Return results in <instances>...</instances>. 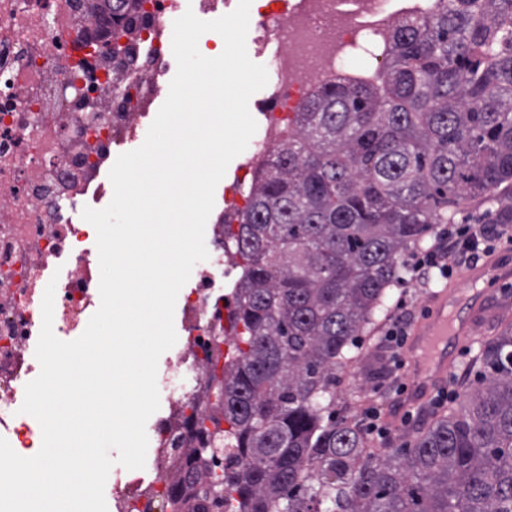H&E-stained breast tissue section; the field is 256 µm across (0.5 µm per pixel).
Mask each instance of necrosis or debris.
Listing matches in <instances>:
<instances>
[{"label":"necrosis or debris","instance_id":"obj_1","mask_svg":"<svg viewBox=\"0 0 512 512\" xmlns=\"http://www.w3.org/2000/svg\"><path fill=\"white\" fill-rule=\"evenodd\" d=\"M90 0H0V437L19 455H35L42 431L20 413L23 390L36 367L28 349L42 326L48 273L68 269L55 289L53 330L84 332L100 306L99 258L90 249L94 228L83 203L97 202L102 176L117 148L138 146L147 109L162 92L169 68L166 33L181 14L180 0H140V16L117 38L119 55L97 45L112 31L89 10ZM257 5L247 48L266 53L269 90L260 104L264 135L240 166L255 175L279 144L294 112L315 87L344 70L362 69L361 49L374 40L373 59L398 15L427 0H279ZM247 203L243 185L224 196L223 220L211 225L210 260L184 295L186 340L170 368L180 390L152 425L157 461L168 462L206 441L191 415H205L207 351L224 333L221 290L234 265L224 244V221ZM115 512H168L164 480L144 483L131 474L108 477Z\"/></svg>","mask_w":512,"mask_h":512}]
</instances>
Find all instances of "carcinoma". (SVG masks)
<instances>
[{"instance_id": "1", "label": "carcinoma", "mask_w": 512, "mask_h": 512, "mask_svg": "<svg viewBox=\"0 0 512 512\" xmlns=\"http://www.w3.org/2000/svg\"><path fill=\"white\" fill-rule=\"evenodd\" d=\"M433 2L397 20L381 71L311 93L238 228L224 225L243 263L199 422L215 440L172 466L185 472L173 512H512L511 327L403 450L374 453L336 418L341 374L405 252L483 200L512 224V0Z\"/></svg>"}]
</instances>
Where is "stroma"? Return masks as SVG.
Wrapping results in <instances>:
<instances>
[{
    "instance_id": "stroma-1",
    "label": "stroma",
    "mask_w": 512,
    "mask_h": 512,
    "mask_svg": "<svg viewBox=\"0 0 512 512\" xmlns=\"http://www.w3.org/2000/svg\"><path fill=\"white\" fill-rule=\"evenodd\" d=\"M431 289L404 279L388 290L385 307L375 328L364 330L359 338V357L343 375L338 386L336 410L354 423H361L366 410L378 408L390 431L386 437L369 436L373 448H402L414 432L430 422L432 411L413 406L409 421H401L392 413L394 401L393 376L381 374L380 369L395 361L396 355L388 346L386 332L398 317L418 321L420 312L431 296ZM494 312L490 321L476 325L469 342L461 349L452 371V386L460 388L476 380L479 368L473 363L482 342L495 336L504 326L512 323V285L501 288L492 298Z\"/></svg>"
}]
</instances>
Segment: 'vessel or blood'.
<instances>
[{
  "mask_svg": "<svg viewBox=\"0 0 512 512\" xmlns=\"http://www.w3.org/2000/svg\"><path fill=\"white\" fill-rule=\"evenodd\" d=\"M475 290L462 305L460 318L451 315L448 291L435 294L424 317L407 340L406 398L421 401L448 373L452 349L464 343L485 313L484 305L494 286L512 282V265L492 262L469 273Z\"/></svg>",
  "mask_w": 512,
  "mask_h": 512,
  "instance_id": "vessel-or-blood-1",
  "label": "vessel or blood"
}]
</instances>
